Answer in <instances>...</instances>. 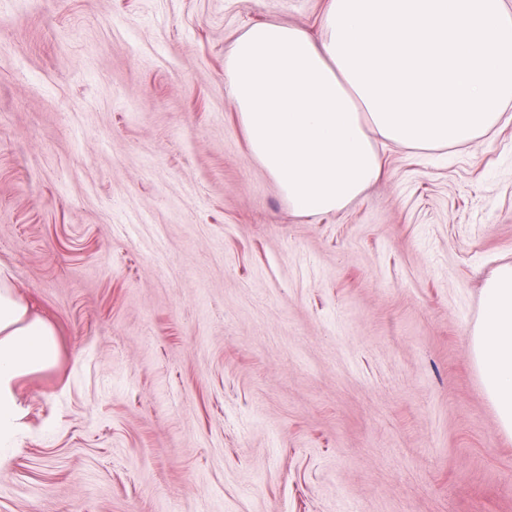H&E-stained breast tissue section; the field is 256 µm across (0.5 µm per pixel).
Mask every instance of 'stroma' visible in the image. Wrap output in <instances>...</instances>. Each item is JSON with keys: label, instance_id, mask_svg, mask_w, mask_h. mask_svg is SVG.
Returning <instances> with one entry per match:
<instances>
[{"label": "stroma", "instance_id": "obj_1", "mask_svg": "<svg viewBox=\"0 0 512 512\" xmlns=\"http://www.w3.org/2000/svg\"><path fill=\"white\" fill-rule=\"evenodd\" d=\"M324 0H0V267L60 334L0 512H512L470 361L512 125L293 212L224 60Z\"/></svg>", "mask_w": 512, "mask_h": 512}]
</instances>
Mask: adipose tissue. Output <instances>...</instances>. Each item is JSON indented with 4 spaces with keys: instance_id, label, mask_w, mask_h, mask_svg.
<instances>
[{
    "instance_id": "1",
    "label": "adipose tissue",
    "mask_w": 512,
    "mask_h": 512,
    "mask_svg": "<svg viewBox=\"0 0 512 512\" xmlns=\"http://www.w3.org/2000/svg\"><path fill=\"white\" fill-rule=\"evenodd\" d=\"M319 27L252 25L224 60L249 150L299 214L341 210L377 181L378 143L447 149L512 121L507 0H325ZM470 358L511 437L510 263L484 285ZM58 361L54 323L0 268V469L26 430L20 386Z\"/></svg>"
}]
</instances>
